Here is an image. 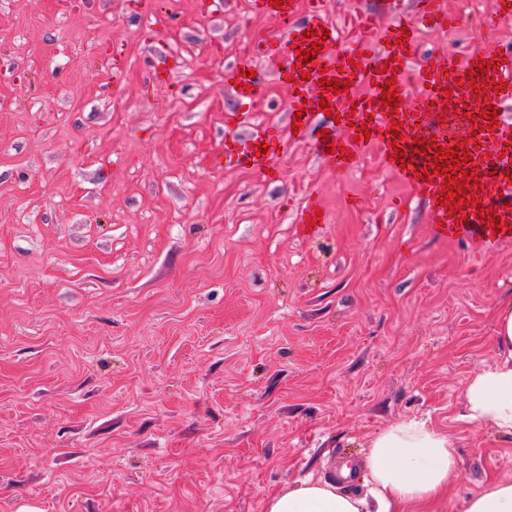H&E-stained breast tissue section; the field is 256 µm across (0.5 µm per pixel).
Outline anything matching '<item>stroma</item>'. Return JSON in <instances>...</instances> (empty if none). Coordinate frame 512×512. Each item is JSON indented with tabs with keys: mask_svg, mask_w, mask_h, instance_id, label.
<instances>
[{
	"mask_svg": "<svg viewBox=\"0 0 512 512\" xmlns=\"http://www.w3.org/2000/svg\"><path fill=\"white\" fill-rule=\"evenodd\" d=\"M142 2L0 0V512H266L346 462L362 497L372 440L414 418L456 438L440 512L512 481V436L461 419L497 360L512 239L440 235L370 146L341 176L310 141L273 182L225 164V136L288 124L257 52L278 24L249 0ZM489 34L512 52L492 15L422 30L419 53ZM229 64L263 101L225 88ZM241 73H247L246 77H242ZM248 68L237 64L229 65L224 68V86L232 90L240 99L254 101L260 99L263 94V87L258 78L248 77ZM230 80H234L230 84ZM236 83H241V90H237ZM247 84H251V91L247 93Z\"/></svg>",
	"mask_w": 512,
	"mask_h": 512,
	"instance_id": "1",
	"label": "stroma"
}]
</instances>
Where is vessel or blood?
<instances>
[{
	"mask_svg": "<svg viewBox=\"0 0 512 512\" xmlns=\"http://www.w3.org/2000/svg\"><path fill=\"white\" fill-rule=\"evenodd\" d=\"M250 8L254 13L274 17L284 34L282 41L266 45L260 53L275 58L277 77L291 76L288 112L300 114L301 126L297 133L286 137L276 128L265 127L253 129L245 142L233 137L225 139L226 161L248 163L258 170L268 168L272 154L282 151L286 143L310 140L312 129L318 124L329 132L327 139L314 141L327 165L337 173H345L359 163L364 146L376 145L380 165L417 188L426 200L430 221L436 224L439 234L452 237L474 230L488 240L512 237V159L505 156L506 143L512 140L511 52L497 54L489 47L479 46L462 57L442 52L418 58L421 28L446 30L457 24L456 17L442 8L440 0H410L409 17H394L382 27V37L377 41L368 34L377 26L376 19L362 16L365 36L342 49L336 46L335 25L320 7H312L304 18L299 15L297 0H288L280 9L270 0H250ZM311 28L327 29L328 35L311 62L302 63L296 51L310 47L311 42L304 39L303 33ZM482 58L498 62L492 77L499 89L487 99L476 97L467 78L473 62ZM390 78L402 99L394 112L382 107L380 99L381 86ZM333 79L345 81V92H323V83ZM361 84L370 86L368 95L357 94L356 88ZM324 100L331 104L332 114L327 118L320 106ZM485 104L495 107L499 125L474 131L471 110ZM396 120L401 123L402 140L398 143L387 134ZM366 129L371 132L367 138L362 135ZM417 138L435 140L450 152L459 145L470 146V162L483 190L474 205L464 206V220H456L447 207L438 206L443 178H423V170L432 166L425 154H417L406 163L393 160L394 150L411 151ZM331 143L339 145V152H328ZM263 144L268 146V153L256 155V146ZM482 207L490 208L492 217L503 219L505 226L500 232L483 226L478 213Z\"/></svg>",
	"mask_w": 512,
	"mask_h": 512,
	"instance_id": "vessel-or-blood-1",
	"label": "vessel or blood"
}]
</instances>
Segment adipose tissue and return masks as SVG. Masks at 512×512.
I'll use <instances>...</instances> for the list:
<instances>
[{
  "label": "adipose tissue",
  "instance_id": "obj_1",
  "mask_svg": "<svg viewBox=\"0 0 512 512\" xmlns=\"http://www.w3.org/2000/svg\"><path fill=\"white\" fill-rule=\"evenodd\" d=\"M494 319L499 360L469 379L465 417L512 435V299L497 304ZM366 466L370 497L341 493L332 481L306 480L269 495L266 512H436L456 470L455 441L428 421H407L372 440ZM464 512H512V481H490L466 499Z\"/></svg>",
  "mask_w": 512,
  "mask_h": 512
}]
</instances>
